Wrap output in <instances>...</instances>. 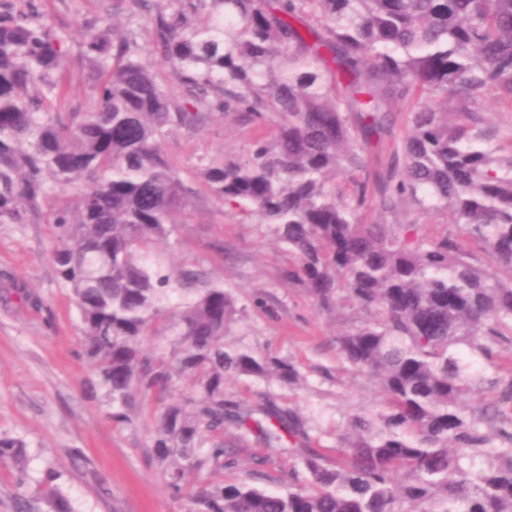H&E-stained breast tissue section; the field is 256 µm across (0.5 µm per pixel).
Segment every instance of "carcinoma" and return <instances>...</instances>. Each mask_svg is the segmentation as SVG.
<instances>
[{"label": "carcinoma", "instance_id": "cac0c4a2", "mask_svg": "<svg viewBox=\"0 0 512 512\" xmlns=\"http://www.w3.org/2000/svg\"><path fill=\"white\" fill-rule=\"evenodd\" d=\"M26 2L0 0V224L52 225L109 416L151 417L152 456L186 512H512V376L498 362L512 348V283L465 244L512 273V156L470 123L488 89L512 103V0H166L146 28L154 62L114 22L147 0H100L79 55L94 100L72 112L67 38L44 0ZM399 103L402 164L372 187L358 173ZM217 113L263 133L246 158H201L187 177L163 143ZM198 179L288 248L283 279L319 311L342 302L359 317L336 346L385 399L336 444L313 447L309 421L269 395L227 398L230 376L300 387L301 372L226 341L238 309L222 284L155 260ZM375 196L394 218L443 210L459 234L369 224ZM156 336L169 354L147 344ZM179 386L190 395L167 399ZM253 434L271 454L300 449L304 474L277 492L201 484L204 469L237 468L229 444ZM468 249L474 254L477 265L486 272L496 274L502 281H508L510 278L509 272L503 270L497 262L496 256L482 243L477 241L468 242Z\"/></svg>", "mask_w": 512, "mask_h": 512}]
</instances>
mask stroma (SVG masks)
<instances>
[{
    "instance_id": "35a3bbf8",
    "label": "stroma",
    "mask_w": 512,
    "mask_h": 512,
    "mask_svg": "<svg viewBox=\"0 0 512 512\" xmlns=\"http://www.w3.org/2000/svg\"><path fill=\"white\" fill-rule=\"evenodd\" d=\"M45 9L78 53L98 0H47ZM484 104L478 127L502 156L512 155V107L491 91ZM256 133L228 115L193 133H172L164 148L189 169L202 157H246ZM53 245L50 225L0 224V438L21 443L25 456L20 466L0 463V512H56L62 501L72 512H184L149 456L151 424L118 427L109 417L77 310L50 261ZM156 255L167 265L204 270L234 292L243 314L231 341L291 358L308 380L307 388L292 390L234 377L226 384L230 396L252 402L272 394L314 418L324 446L335 444L336 427L348 416L379 409V385L346 371L337 353L345 309L319 314L303 289L284 282L289 255L254 218L198 186L177 236Z\"/></svg>"
}]
</instances>
